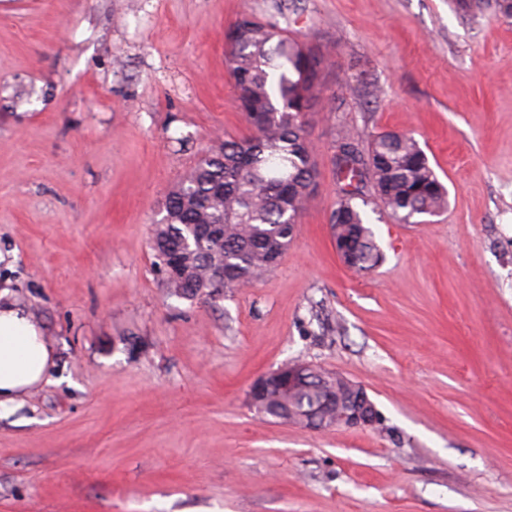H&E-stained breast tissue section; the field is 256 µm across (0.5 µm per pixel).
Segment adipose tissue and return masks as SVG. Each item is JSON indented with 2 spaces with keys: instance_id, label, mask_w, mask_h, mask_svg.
<instances>
[{
  "instance_id": "ef3b65f1",
  "label": "adipose tissue",
  "mask_w": 512,
  "mask_h": 512,
  "mask_svg": "<svg viewBox=\"0 0 512 512\" xmlns=\"http://www.w3.org/2000/svg\"><path fill=\"white\" fill-rule=\"evenodd\" d=\"M54 358L32 316L11 304H0V407L43 383Z\"/></svg>"
}]
</instances>
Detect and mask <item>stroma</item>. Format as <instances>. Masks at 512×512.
Here are the masks:
<instances>
[{"label":"stroma","mask_w":512,"mask_h":512,"mask_svg":"<svg viewBox=\"0 0 512 512\" xmlns=\"http://www.w3.org/2000/svg\"><path fill=\"white\" fill-rule=\"evenodd\" d=\"M244 14L328 50L306 116L318 176L265 279L168 293L150 248L214 137L247 135L225 60ZM412 134L448 189L370 214L371 273L336 254L342 129ZM0 291L50 380L0 409V512H512V18L485 0H0ZM317 365L371 428L247 404ZM284 367L285 366H282L267 372L265 375H262L260 378H258L254 383L258 382L257 387L262 388L270 381H277L281 383L286 389H291L298 384H304L306 378L304 374L305 367L303 365H297L288 368ZM331 407L336 427L368 428L378 421V410L362 386L351 401L333 398Z\"/></svg>","instance_id":"1"}]
</instances>
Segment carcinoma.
Instances as JSON below:
<instances>
[{
  "label": "carcinoma",
  "mask_w": 512,
  "mask_h": 512,
  "mask_svg": "<svg viewBox=\"0 0 512 512\" xmlns=\"http://www.w3.org/2000/svg\"><path fill=\"white\" fill-rule=\"evenodd\" d=\"M225 41L250 133L216 140L201 152L167 194L164 222L152 238L162 283L185 299L233 293L271 272L315 186L306 115L318 100L325 52L247 14L229 27ZM361 141L360 133L347 130L336 142L339 189L330 227L334 244L352 249L355 271L366 273L382 253L362 207L373 204L399 223L414 224L442 211L448 191L412 135L380 133L364 148ZM316 379L319 388L290 395L273 386L250 406L275 419L290 407L302 415L324 391L334 387L339 395L347 388L320 370Z\"/></svg>",
  "instance_id": "1"
}]
</instances>
